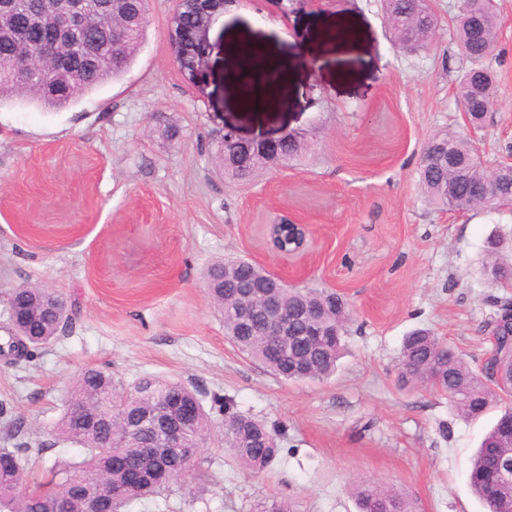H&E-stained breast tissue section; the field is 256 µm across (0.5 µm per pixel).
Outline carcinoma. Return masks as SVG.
Listing matches in <instances>:
<instances>
[{"instance_id": "cac0c4a2", "label": "carcinoma", "mask_w": 512, "mask_h": 512, "mask_svg": "<svg viewBox=\"0 0 512 512\" xmlns=\"http://www.w3.org/2000/svg\"><path fill=\"white\" fill-rule=\"evenodd\" d=\"M18 5L14 21L32 12L52 6L51 0H14ZM110 0H87L89 22L66 33L59 46L42 68L27 73L17 70L19 62L35 54V50L15 32L0 33V106L13 100H24L44 108H61L77 102L101 85L122 77L133 65L144 39L146 20L142 18L141 0H126L123 21L112 32ZM479 30H474L469 7L472 0H460L453 25V37L463 58L469 62L460 79L457 92L461 101L471 104L475 127L482 126L494 103L496 83L492 60L500 28V16L494 0H478ZM396 42L404 49L416 51L429 46L434 28L433 14L425 0H389L383 4ZM61 66L69 75L65 88L49 89L48 74ZM437 142L448 144L457 157L469 160L478 156L476 142L452 128L436 131L428 138L418 167V185L425 200L439 210L472 211L497 209L498 202L473 196L478 183H493L497 172L492 164L481 160L464 169H452L448 163L432 158L431 148ZM312 149L305 137L282 146L285 161L264 154L254 155L250 165L239 168L227 164L237 146L219 142L215 159L224 177L237 182H250L264 170L288 165L304 157ZM290 225L270 226V237L276 248H293L289 239ZM484 269L498 278L512 270V263L502 260V246L488 244V260ZM275 286L263 267L246 259H228L213 263L204 279V292L224 318V332L235 346L259 361L277 378L297 379L295 369L301 365L311 370L309 378L320 380L331 376L342 356L344 338L352 321L350 302L327 287L307 285L278 288L275 297L288 313L290 335L280 351L270 347L263 333V298L266 289ZM58 295L43 288L19 285L7 298L5 311L9 322L8 339L0 344V356L15 363L34 357L51 345L59 333L73 324L76 313L53 310ZM486 328L496 333L497 344L477 365H472L454 348L444 344L426 330H416L405 337L397 363L399 387L423 386L435 393L450 394L453 407L466 418L476 419L489 411H498L497 421L483 436L470 461L469 485L481 501L485 512H512V482L500 479L496 462L487 456L491 445L503 444L499 421L512 416V332L508 326L490 319ZM195 400L199 412L187 428V443L193 455L219 428L224 448L245 469L259 474L274 464L281 448L276 432L249 414L236 410L232 400L214 397L210 409L200 403L197 391L183 382L146 376L126 387L116 382L112 372L91 367L73 383L67 408L53 426L52 432L64 441L80 445L79 461L58 462L47 475L34 480L46 488L40 494L22 495L15 479L26 477L31 458L50 448L47 443L33 447L19 443L0 448V512H88L105 483L114 486L124 481V474L112 468V456L121 454L134 464H147L157 471L156 478L141 484L124 500L112 502V512H125L135 500L168 496L187 481L199 482L204 477L199 460H194L185 478L173 473L184 449L161 447L151 430L141 433L139 440L124 439V424L131 419L162 409L171 400ZM81 408L97 416L93 428L78 430L72 413ZM0 418L5 419L6 438L21 434L25 421L13 415L12 408L0 402ZM155 449L152 460L145 461L140 446ZM358 512H414L411 500L372 483L352 488ZM251 512H298L294 503L274 496L257 500Z\"/></svg>"}]
</instances>
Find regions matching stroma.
<instances>
[{
    "mask_svg": "<svg viewBox=\"0 0 512 512\" xmlns=\"http://www.w3.org/2000/svg\"><path fill=\"white\" fill-rule=\"evenodd\" d=\"M496 103L476 136L495 159L512 151V0H496ZM459 0H434L427 49H400L379 0H322L282 19L269 0H233L210 30L208 65L189 83L167 21L176 0H150L130 70L74 105L0 107V296L23 283L60 294L72 327L34 361L0 358V402L23 417V440L48 439L77 376L174 378L203 402L221 396L278 434V462L255 475L214 433L200 450L198 495L133 512H249L269 495L301 512H357L352 483L407 496L416 512H482L469 460L495 419L459 416L447 398L398 389L404 337L427 329L476 360L492 347L482 324L512 285L481 272L488 239L512 249V208L457 216L418 186L422 148L460 128L466 69L452 41ZM343 25L345 50L322 38ZM281 69L278 110L239 108L240 47ZM338 56L339 66L321 64ZM246 138L304 133L315 148L254 181L225 179L214 144L225 126ZM179 131L162 137L163 127ZM308 227L302 253L272 249L266 227ZM241 256L297 283L344 294L354 310L346 352L321 381L277 379L224 334L203 290L207 267Z\"/></svg>",
    "mask_w": 512,
    "mask_h": 512,
    "instance_id": "35a3bbf8",
    "label": "stroma"
}]
</instances>
